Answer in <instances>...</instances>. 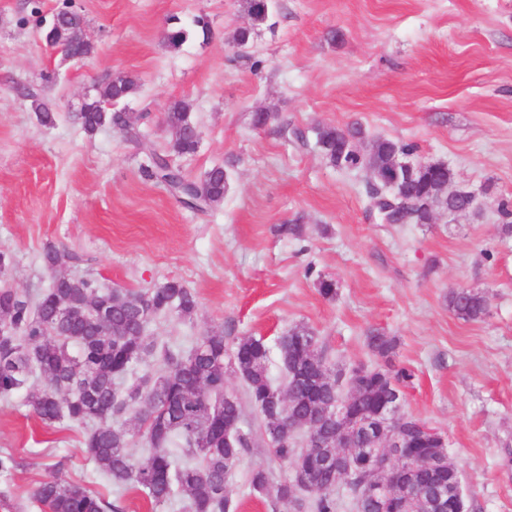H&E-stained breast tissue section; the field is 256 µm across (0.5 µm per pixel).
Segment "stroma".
<instances>
[{"label": "stroma", "instance_id": "obj_1", "mask_svg": "<svg viewBox=\"0 0 512 512\" xmlns=\"http://www.w3.org/2000/svg\"><path fill=\"white\" fill-rule=\"evenodd\" d=\"M68 3L94 46L82 60L41 35ZM199 17L209 36L172 48L168 29ZM250 24L245 0H0V276L44 287L52 243L72 255L66 273L110 288L179 280L196 314L158 316L148 335L182 352L212 330L229 345L260 339L277 386V341L290 328H310L342 373L375 365L367 335L385 332L395 366L414 375L403 410L444 435L468 512H512V237L496 210L512 200V0H274L236 51L237 29ZM119 75L137 82L120 105L139 114L136 132L87 135L74 119L86 88ZM34 93L53 124L38 120ZM174 100L199 130L190 155L172 153L163 124ZM261 109L275 118L259 129ZM351 123L366 140L412 145L413 161L448 164L453 187L478 194L483 212L379 223L366 175L332 166L317 146L318 127ZM143 141L190 180L223 166V202L184 207L144 176ZM321 277L335 280L334 298L319 294ZM458 287L487 293L484 321L449 311ZM240 426L251 445L229 483L235 512H283L250 488L258 466L287 476L251 405ZM86 432L44 424L26 393L0 398V454L20 461L0 474V512H46L33 493L58 473L118 512H184L183 495L156 506L110 484L84 452Z\"/></svg>", "mask_w": 512, "mask_h": 512}]
</instances>
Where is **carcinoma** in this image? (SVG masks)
<instances>
[{
	"instance_id": "carcinoma-1",
	"label": "carcinoma",
	"mask_w": 512,
	"mask_h": 512,
	"mask_svg": "<svg viewBox=\"0 0 512 512\" xmlns=\"http://www.w3.org/2000/svg\"><path fill=\"white\" fill-rule=\"evenodd\" d=\"M270 9L267 0H248V12L256 22L264 21ZM135 91L136 82L128 76L96 83L88 107L78 113L77 120L90 135L106 125L126 127L129 117L114 110V105ZM164 123L182 131L173 141V152L189 155L196 151V126L186 102L170 103ZM363 138L364 131L357 125H327L317 130L324 157L341 169L384 172L395 153L403 157L413 154L412 146L386 138L373 140L367 152L358 153L352 144ZM146 156V176L184 206L199 210L223 202L224 167H212L196 182L186 179L168 155L151 147ZM452 180L446 164L432 162L416 178L401 182L397 191L418 199ZM70 259L68 251L54 244L44 248L42 261L49 283L35 295L0 282L1 398L28 388L39 376L42 386L28 394L34 413L47 425L94 424L85 438L84 452L112 483L140 489L157 505L179 491L186 497L188 512H233L229 481L251 443L250 434L244 431L231 446L224 438V426L239 425L242 413L237 397L227 400L224 396L225 377L233 373L245 382L248 399L259 411L264 429L276 421L287 424L280 439L269 444L274 460L295 467L302 453L301 439H308L311 454L307 464L313 466L316 486L309 512H336V472L322 462L336 458L340 448L364 447L362 431L353 429L338 437L332 425L316 440L309 431L301 435L298 426L331 412L340 400L350 402L348 413L373 418L386 410L393 396L404 397L403 386L412 373L389 368L396 348L394 338L378 330L369 333L368 347L383 367L358 379L354 396L340 391L336 377L325 376L331 368L324 350L304 325L289 329L278 340L290 394L286 408L268 399L273 385L265 343L248 336L229 349L222 331L206 333L186 354L163 349L164 370L157 380L142 376L125 386L132 369L157 351L156 341L146 334L150 322L165 312L192 316L198 308L196 295L174 279L138 291L106 289L92 279L62 272ZM489 308L484 292L456 288L448 293V309L464 321L484 320ZM422 425L408 415L401 428L409 438L418 440L412 449L417 459L439 463L448 457V449L440 439L424 435ZM137 434L151 450L145 462L129 452L131 438ZM370 478L363 469H352L347 475L345 487L356 512H400L399 483L391 486L388 501L380 502L365 495ZM402 482L424 492L412 512H435L427 497L432 485L429 471L419 467ZM250 486L286 508L296 500L292 480L275 482L262 466L251 471ZM34 498L48 512H107L112 508L61 474L40 484Z\"/></svg>"
}]
</instances>
